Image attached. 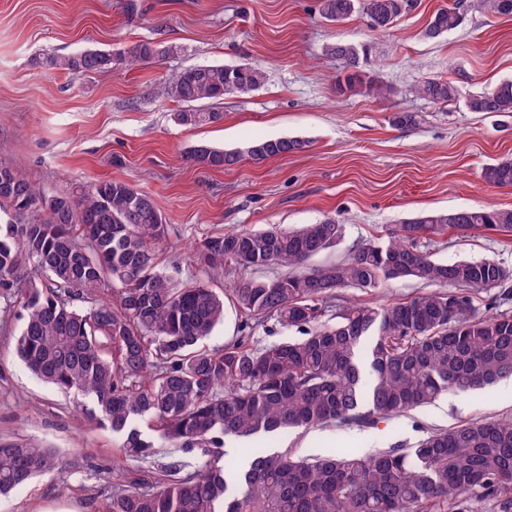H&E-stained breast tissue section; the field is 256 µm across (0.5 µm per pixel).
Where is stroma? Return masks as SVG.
Returning a JSON list of instances; mask_svg holds the SVG:
<instances>
[{"mask_svg":"<svg viewBox=\"0 0 512 512\" xmlns=\"http://www.w3.org/2000/svg\"><path fill=\"white\" fill-rule=\"evenodd\" d=\"M454 0H414L387 31L356 14L332 24L317 0H0V145L30 181L50 191L86 189L120 179L152 194L166 216L161 266L182 279L197 274L187 256L196 242L226 230L292 228L331 217L343 224L336 246L311 258L319 268L346 260L357 243L432 211L512 208V188L489 183L488 165L512 158V115L468 111L472 94L512 80V17L469 7L463 23L428 40L423 29ZM137 40L187 46L185 56L75 77L41 65L49 54L109 48ZM344 41L371 47L366 71L392 93H340L343 60L327 55ZM251 64L265 83L226 99L221 122L177 125V106L155 96L160 81L192 64ZM445 77L459 98L439 105L416 96L425 80ZM412 112L415 125L389 118ZM298 137L303 151L210 169L186 162L211 145L244 152L252 143ZM435 259L492 258L512 266V243L496 231L454 235L429 247ZM21 322L0 307V442L57 449L67 477L46 475L0 500V512H101L122 461L117 438L73 398L38 381L19 360ZM512 418L507 382L451 392L427 408L371 427L333 425L279 433L267 446L303 456L337 448L368 452L413 444L434 428Z\"/></svg>","mask_w":512,"mask_h":512,"instance_id":"35a3bbf8","label":"stroma"}]
</instances>
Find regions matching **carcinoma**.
<instances>
[{
    "label": "carcinoma",
    "instance_id": "carcinoma-1",
    "mask_svg": "<svg viewBox=\"0 0 512 512\" xmlns=\"http://www.w3.org/2000/svg\"><path fill=\"white\" fill-rule=\"evenodd\" d=\"M479 3L512 16V0ZM410 6L411 0H318L326 21L360 12L373 32L391 28ZM467 9L460 0L437 10L424 36L458 28ZM326 52L347 64L339 91L390 93L364 70L369 46L334 42ZM184 53L178 43L137 41L51 56L46 64L82 76ZM265 80L262 69L247 64L192 65L165 80L158 94L182 105L179 124L199 126L223 118L217 105L224 99L247 95ZM415 93L436 104L459 95L441 77ZM466 107L512 114V80L470 96ZM305 147L299 138L255 142L244 154L199 145L186 160L229 168L245 155L264 160ZM485 178L512 188V160L486 167ZM478 230L511 233L512 209L420 215L390 229L385 241L361 242L347 260L308 272L299 268L343 236L332 218L208 237L191 262L214 273L241 271L225 293L244 336L214 352L201 342L224 322V296L161 268L168 224L148 192L120 180L50 192L0 158V300L18 309L17 356L42 383L88 397L93 407L83 411L119 436V451L147 474L113 484L102 512H477L468 504L471 494L496 512H512V419L435 429L410 448H338L304 459L257 446L246 463L221 464L227 438L332 423L371 426L449 391L511 378L512 308L505 305L512 303V267L495 259L446 264L422 245ZM270 267L280 273L256 275ZM405 278L433 290L333 309L340 289L375 292ZM481 292L488 294L483 313L476 305ZM269 320L300 336L254 339ZM65 469L53 448L0 443V497Z\"/></svg>",
    "mask_w": 512,
    "mask_h": 512
}]
</instances>
